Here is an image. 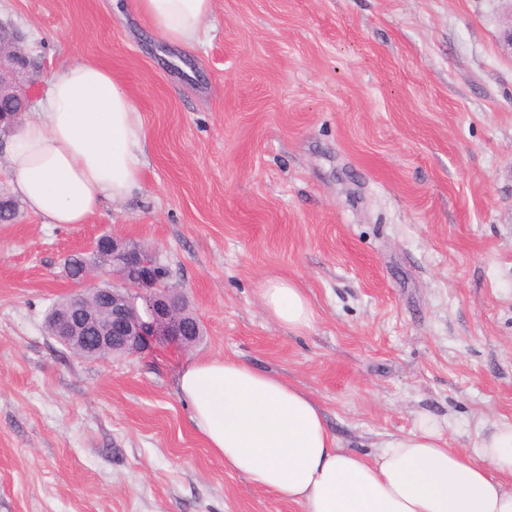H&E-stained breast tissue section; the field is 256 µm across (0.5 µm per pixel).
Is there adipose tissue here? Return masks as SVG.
Listing matches in <instances>:
<instances>
[{
  "label": "adipose tissue",
  "mask_w": 512,
  "mask_h": 512,
  "mask_svg": "<svg viewBox=\"0 0 512 512\" xmlns=\"http://www.w3.org/2000/svg\"><path fill=\"white\" fill-rule=\"evenodd\" d=\"M134 8L165 40L189 45L212 0H134ZM145 140L111 72L77 62L53 75L39 112L0 160L30 212L49 224H81L103 203L136 195ZM260 297L290 331L314 320L308 297L289 281L267 280ZM177 388L225 468L303 512H512V424L497 426L473 457L427 426L389 435L366 457L340 447L310 393L251 366L195 359Z\"/></svg>",
  "instance_id": "obj_1"
}]
</instances>
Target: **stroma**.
<instances>
[{"label":"stroma","mask_w":512,"mask_h":512,"mask_svg":"<svg viewBox=\"0 0 512 512\" xmlns=\"http://www.w3.org/2000/svg\"><path fill=\"white\" fill-rule=\"evenodd\" d=\"M50 77L92 62L138 109L141 188L83 224H0V512H302L225 469L177 393L196 358L297 384L342 447L429 421L473 453L512 423V0H213L168 43L133 0H0ZM155 252L191 349L88 359L45 318L66 256ZM302 288L299 333L261 302ZM260 297L268 314L288 331L305 330L314 320L308 297L289 281L268 279L260 288Z\"/></svg>","instance_id":"stroma-1"}]
</instances>
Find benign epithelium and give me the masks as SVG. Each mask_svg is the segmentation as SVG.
<instances>
[{"mask_svg": "<svg viewBox=\"0 0 512 512\" xmlns=\"http://www.w3.org/2000/svg\"><path fill=\"white\" fill-rule=\"evenodd\" d=\"M39 72L35 58L19 47L17 38L0 30V82L10 85L8 108L0 109V133L14 129L30 103L31 74ZM112 256L113 282L99 284L92 272L101 267L100 242L69 255L82 269L79 282L93 301H73L68 312L53 314L55 338L81 355H129L157 339L190 348L200 334L199 320L187 312L180 291L161 286L163 272L151 252L125 237L106 235Z\"/></svg>", "mask_w": 512, "mask_h": 512, "instance_id": "7a95c632", "label": "benign epithelium"}]
</instances>
